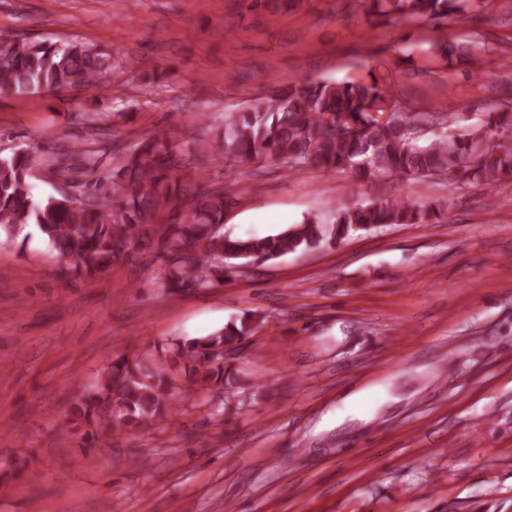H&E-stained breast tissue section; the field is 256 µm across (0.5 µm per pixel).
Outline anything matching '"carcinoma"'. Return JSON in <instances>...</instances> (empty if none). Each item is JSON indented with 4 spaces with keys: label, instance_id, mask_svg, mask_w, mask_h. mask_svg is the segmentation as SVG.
Listing matches in <instances>:
<instances>
[{
    "label": "carcinoma",
    "instance_id": "cac0c4a2",
    "mask_svg": "<svg viewBox=\"0 0 512 512\" xmlns=\"http://www.w3.org/2000/svg\"><path fill=\"white\" fill-rule=\"evenodd\" d=\"M373 14L391 13L401 19L420 18L440 25L450 12H462L480 0H372ZM443 61L458 57L480 68L481 44L451 43L442 38L431 45ZM121 56L82 41L66 44L31 43L0 37V93L37 94L79 90L106 94L101 77ZM390 111L383 121L379 114ZM112 113L81 115L97 131L106 130ZM417 122L447 124L445 117L424 111L411 115L394 108L377 80H290L275 94L252 100L224 119L222 138L193 143L190 158L213 154L226 165L261 161L294 172L315 167L349 172L374 183L386 176L451 175L467 183L512 188V146L497 143L512 130V111L489 112L478 124L458 135L439 136L428 143L412 133ZM112 144L98 147L88 139L73 142L47 162L49 178L80 182V198L63 186L36 199L31 178L36 149L13 148L0 153V247L27 243L31 227L50 253L69 263L87 280L97 278L121 258L141 252L161 261L163 287L171 292L208 289L224 281V271L240 262H265L299 249L340 241L381 224H432L442 219L448 203L424 204L401 196L366 205L343 204L331 226L307 219L261 238L232 239L221 230L224 208L235 196L237 180L221 190L207 188L208 170L195 175L200 187H182L171 172L183 161L170 135H150L123 148L119 170L104 166ZM264 317L246 311L207 336L176 340L168 366L147 359L118 355L98 381L74 406L71 420L105 436L130 427L162 423L180 410L173 374L181 371L203 388L224 386L230 366L224 354L252 336ZM33 465V456L14 457L0 485L6 486Z\"/></svg>",
    "mask_w": 512,
    "mask_h": 512
}]
</instances>
